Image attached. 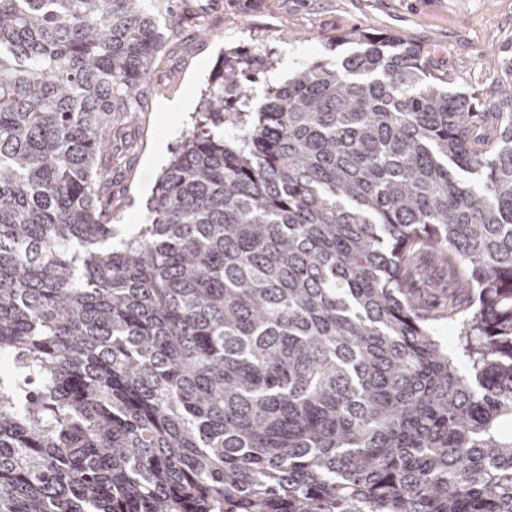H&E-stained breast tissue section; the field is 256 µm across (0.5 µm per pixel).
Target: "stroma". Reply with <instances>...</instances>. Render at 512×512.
Returning a JSON list of instances; mask_svg holds the SVG:
<instances>
[{
	"instance_id": "35a3bbf8",
	"label": "stroma",
	"mask_w": 512,
	"mask_h": 512,
	"mask_svg": "<svg viewBox=\"0 0 512 512\" xmlns=\"http://www.w3.org/2000/svg\"><path fill=\"white\" fill-rule=\"evenodd\" d=\"M204 9L209 35L193 15ZM179 34L141 87L144 110L113 142L121 159L112 168V222L118 237L145 223L164 166L191 127L212 77L228 57L268 52L271 68L249 83L247 108L262 111L269 88L285 84L303 65L333 64L354 50L346 34L358 30L401 36L447 75L454 91L478 95L512 60V0H177ZM185 102L174 112L170 102Z\"/></svg>"
}]
</instances>
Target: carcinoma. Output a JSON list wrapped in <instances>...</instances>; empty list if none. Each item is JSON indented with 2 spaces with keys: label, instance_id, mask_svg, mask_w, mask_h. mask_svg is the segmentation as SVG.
Returning a JSON list of instances; mask_svg holds the SVG:
<instances>
[{
  "label": "carcinoma",
  "instance_id": "carcinoma-1",
  "mask_svg": "<svg viewBox=\"0 0 512 512\" xmlns=\"http://www.w3.org/2000/svg\"><path fill=\"white\" fill-rule=\"evenodd\" d=\"M164 2L0 0V512H512V66L237 60L114 244Z\"/></svg>",
  "mask_w": 512,
  "mask_h": 512
}]
</instances>
